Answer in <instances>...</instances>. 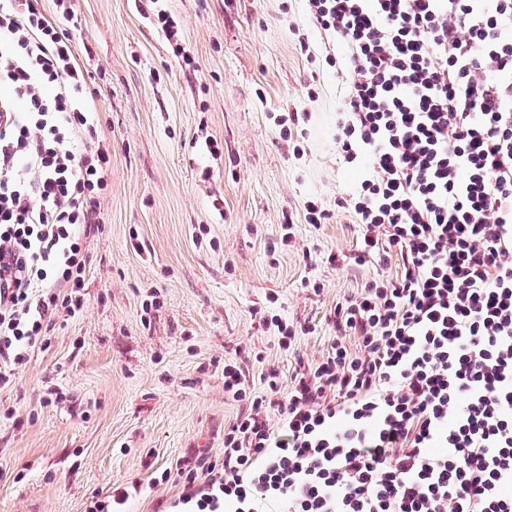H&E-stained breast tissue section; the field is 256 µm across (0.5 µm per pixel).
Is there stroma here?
<instances>
[{"instance_id":"35a3bbf8","label":"stroma","mask_w":512,"mask_h":512,"mask_svg":"<svg viewBox=\"0 0 512 512\" xmlns=\"http://www.w3.org/2000/svg\"><path fill=\"white\" fill-rule=\"evenodd\" d=\"M71 4L112 175L102 228L82 241L83 311L58 319L50 346L0 390V512H86L134 482L129 512H158L181 490L163 470L197 449L224 455V427L242 410L224 393L225 362L245 360L254 394L265 367L289 388L296 357L325 352L331 309L400 268L351 263L358 227L335 210L357 179L336 162L346 77L327 68L300 0ZM160 7L185 56L155 24ZM296 110L304 130L282 139L277 121ZM313 197L329 223L307 224ZM288 218L293 242L281 247ZM152 294L160 308L147 314ZM266 313L314 332L283 350Z\"/></svg>"}]
</instances>
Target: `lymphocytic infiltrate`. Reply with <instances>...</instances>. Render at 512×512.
Wrapping results in <instances>:
<instances>
[{
    "instance_id": "lymphocytic-infiltrate-1",
    "label": "lymphocytic infiltrate",
    "mask_w": 512,
    "mask_h": 512,
    "mask_svg": "<svg viewBox=\"0 0 512 512\" xmlns=\"http://www.w3.org/2000/svg\"><path fill=\"white\" fill-rule=\"evenodd\" d=\"M302 2L350 74L337 160L359 180L336 206L361 226L354 261L401 272L336 305L288 391L269 368L253 395L225 365L246 407L222 461L163 471L172 512H512V0ZM55 7L0 0V389L83 309L80 237L112 171Z\"/></svg>"
}]
</instances>
